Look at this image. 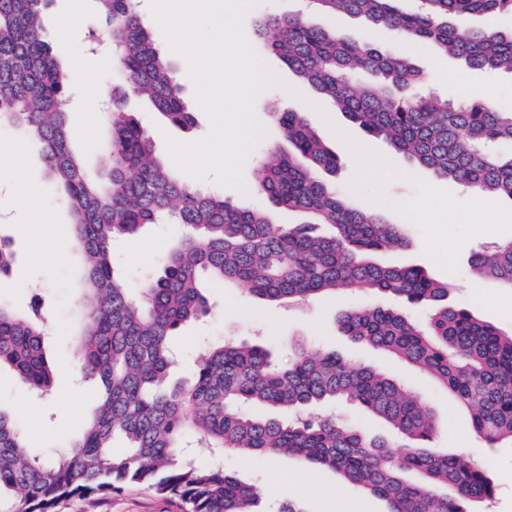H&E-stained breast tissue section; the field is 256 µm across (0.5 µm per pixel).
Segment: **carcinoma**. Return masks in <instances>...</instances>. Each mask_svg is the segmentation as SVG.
Returning a JSON list of instances; mask_svg holds the SVG:
<instances>
[{
    "label": "carcinoma",
    "instance_id": "carcinoma-1",
    "mask_svg": "<svg viewBox=\"0 0 512 512\" xmlns=\"http://www.w3.org/2000/svg\"><path fill=\"white\" fill-rule=\"evenodd\" d=\"M49 0H0V125L27 131L43 145L48 176L62 189L82 257L83 308L76 331L81 369L101 394L81 437L44 460L31 453L0 409V493L10 512H55L71 496L98 498L142 485L181 503L182 512H255L257 489L224 465L201 466L187 438L207 447L266 459L299 456L387 502L388 512H474L495 487L472 460L431 451L439 422L417 393L335 352L292 345L288 366L248 341L211 347L192 381L169 387L175 365L171 336L209 312L202 275L233 282L272 304H300L359 289L421 308L420 324L403 310L350 308L342 333L429 373L470 416L488 447L512 444V334L448 301V285L420 266L380 257L403 248L400 227L350 207L327 177L335 152L300 111L272 112L293 151H266L254 189L275 207L297 212V224H274L262 209L233 206L187 185L155 157L150 133L132 112H106V167L90 176L71 148L72 89L45 40ZM107 23L126 90L148 98L171 124H195L172 70L158 53L136 0H94ZM311 0L373 26L434 44L469 67L512 74V30L448 25V15L512 16V0ZM263 51L274 55L348 119L418 166L478 195L512 201V110L483 100L454 104L423 91L427 78L404 56L352 41L306 16L257 24ZM183 224L190 234L172 247L163 273L131 288L112 264V245L152 225ZM14 252L0 238V278ZM479 279L512 290V242L477 251ZM43 300L23 315L0 300V367L46 395L54 381L46 350ZM347 403L382 420L396 438L370 436L322 408ZM277 409L271 417L246 411ZM122 438L123 450L114 440Z\"/></svg>",
    "mask_w": 512,
    "mask_h": 512
}]
</instances>
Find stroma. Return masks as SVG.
Instances as JSON below:
<instances>
[{"mask_svg": "<svg viewBox=\"0 0 512 512\" xmlns=\"http://www.w3.org/2000/svg\"><path fill=\"white\" fill-rule=\"evenodd\" d=\"M90 0H52L46 12L45 35L60 66L72 81L73 108L69 114L73 146L83 157L90 174L99 171L105 121L97 106L102 92L120 87L115 70L100 69L96 64L98 45L90 41ZM305 13L319 27L336 30L361 43H373L388 48L409 59L427 76L430 85L441 95L464 101L466 93L492 88L494 101L502 108H512V75L489 73L469 68L461 60L443 55L433 48L409 50L407 42L395 30L375 28L362 19L345 14H328L308 9L305 0H260L248 14L245 32L249 41H256L255 22L267 15ZM77 17L72 28H62L64 18ZM155 46L170 62L173 76L180 86L195 124L183 129L166 122L152 105L144 100L127 97L120 108L135 113L151 134L155 152L167 157L165 136L182 142H193L209 130V121L200 110L194 86L184 57L171 52L158 24L149 26ZM265 62L282 79V86L262 93L255 103V114L266 130L243 172L248 189L239 192L224 189L226 201L233 204L270 210L276 224H295L296 213L271 208L268 200L251 188L253 172L260 155L269 148L289 152L290 145L269 117L270 111H302L321 138L339 158V169L332 178L342 197L357 208H365L364 198L353 193L349 184L356 172L354 157L343 142V135L366 143L398 168L408 173H420L434 186L446 189L458 199L467 194L457 184L435 177L396 153L384 141L375 138L338 112L321 118L315 107L322 98L316 90L300 82L275 56L265 55ZM25 150L26 166L16 169L17 150ZM0 236L8 238L16 254L10 275L0 280V297L8 300L21 312L27 311L33 296L49 299L50 329L47 348L54 365L55 381L49 395L40 396L24 385L7 369L0 370V408L6 410L24 435L33 452L52 456L66 450L85 423L95 403L98 382H78L79 353L72 327L78 316L79 257L71 243V216L64 206L60 190L45 169L40 144L25 131L0 127ZM378 213L392 224H403L409 245L389 254L388 262L397 265H417L429 275L448 284L453 302L470 310L480 320L488 322L503 333L512 332V291L493 283H474L467 274L471 252L483 246L503 242L498 233L475 236L463 247L459 256V271L450 274L439 269L422 254L423 239L412 223L402 222L400 216L386 206ZM187 234L180 224H157L147 228L130 241L115 242L112 261L130 287H138L146 277L158 276L166 252ZM209 302V313L199 323L182 329L174 338L179 351L176 375L190 377L193 363L203 348L227 340H252L279 350L280 360H287L284 341L299 342L309 350H333L355 364L371 365L387 372L401 383L423 396L440 424L433 442L436 450L459 453L479 462L491 475L497 487L492 502L483 504V512H512V449L487 448L468 430L466 413L453 397L438 388L432 379L411 366L399 362L370 347L351 342L338 329L341 310L359 306H385L388 298L357 291L337 299L313 301L305 305H271L265 300L241 291L229 283L222 287L203 281ZM227 470L245 483L256 486L262 495L263 512H272L275 503L283 498L299 501L306 512H387L386 503L343 483L333 471L312 468L305 460L291 456L265 462L244 454L225 453ZM57 512H180L177 500L165 497L141 485H130L122 491L98 499L73 497L59 504Z\"/></svg>", "mask_w": 512, "mask_h": 512, "instance_id": "stroma-1", "label": "stroma"}]
</instances>
